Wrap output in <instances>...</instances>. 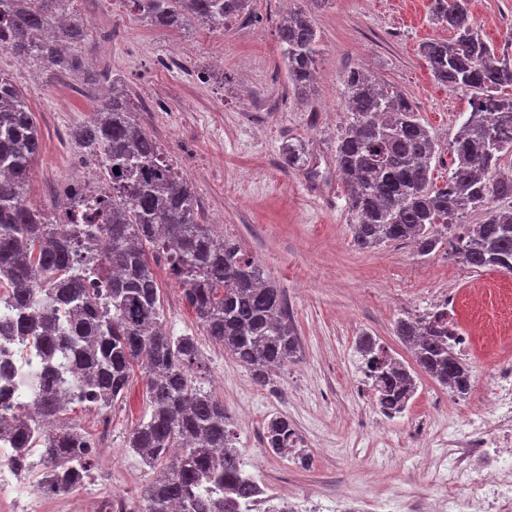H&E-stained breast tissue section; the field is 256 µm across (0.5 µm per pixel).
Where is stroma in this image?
I'll use <instances>...</instances> for the list:
<instances>
[{
	"mask_svg": "<svg viewBox=\"0 0 512 512\" xmlns=\"http://www.w3.org/2000/svg\"><path fill=\"white\" fill-rule=\"evenodd\" d=\"M429 6L430 0H255L252 18L213 31L197 23L152 26L129 0H75L94 32L82 48L102 75L94 84L79 74L47 75L0 50V69L23 91L42 130L31 204L47 208L61 199L69 171L85 163L70 132L100 109L117 77L139 100L145 130L193 186L202 222L237 240L285 288L302 358L262 388L206 336L163 259L152 261L167 330L194 338L203 364L197 384L223 401L247 471L280 500L318 508L367 500L375 512H406L420 499L435 512H454V490L435 479L446 439L469 431L491 387L512 369V334L485 333L512 324V273L469 268L442 250L421 257L407 243L359 250L351 242L352 217L336 170L346 112L342 81L350 70H368L415 103L436 142L433 178L440 184L448 177V143L470 93L438 84L419 53L422 42L454 36L431 21ZM291 9L308 14L321 45L306 100L296 95L281 58L277 24ZM470 12L499 56L512 60V0H471ZM291 141L305 146L303 168L282 163L281 149ZM445 300L475 341L471 392L457 397L419 375L409 409L382 422L356 386L359 336H374L407 358L396 321ZM146 410L145 380L137 373L109 413L112 437L94 451L98 481L83 496H139L152 473L127 440ZM280 414L302 435L309 467L263 448V425Z\"/></svg>",
	"mask_w": 512,
	"mask_h": 512,
	"instance_id": "35a3bbf8",
	"label": "stroma"
}]
</instances>
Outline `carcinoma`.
I'll return each mask as SVG.
<instances>
[{"label": "carcinoma", "mask_w": 512, "mask_h": 512, "mask_svg": "<svg viewBox=\"0 0 512 512\" xmlns=\"http://www.w3.org/2000/svg\"><path fill=\"white\" fill-rule=\"evenodd\" d=\"M129 2L155 26L178 29L194 20L222 29L251 0ZM430 17L454 38L425 41L420 55L441 85L471 93L470 111L449 143L448 180L433 182L435 141L411 100L364 70L349 71L336 171L347 188L351 240L359 250L409 243L421 257L448 247L472 268L512 273V208L492 206L512 198V177L501 173V162L512 156V63L474 28L470 0H431ZM90 37L72 0H0V49L49 73L85 71L78 48ZM278 37L288 82L309 94L320 55L316 29L307 16L289 14ZM71 138L96 162L100 181L86 208H80L83 188L76 185L51 216L26 201L42 145L37 118L16 84L0 73V304L15 312L0 319V338L40 359L38 369L19 382L30 403L0 420V435L20 450L11 463L25 469L21 449L38 447L53 475L45 493L82 489V473L93 467L92 443L72 427L50 430L47 423L61 420L75 402L110 410L139 366L149 411L128 447L153 478L133 512H251L263 490L244 470L224 402L193 380L194 339L163 328L149 255L165 256L205 333L260 387L271 384L273 369L302 356L286 291L268 281L239 243L201 223L192 187L137 121L123 90L74 127ZM302 156L300 143L282 148L288 168ZM475 212L483 215L481 222L457 233ZM98 239L108 247L88 263L82 251ZM394 333L421 371L459 397L468 394L473 375L449 344L458 330L447 312L436 306L400 318ZM357 350L364 372L374 378L380 408L391 417L402 413L415 390L409 367L369 335L359 339ZM15 375L12 366L0 364V394L17 388ZM297 439L288 417L276 415L262 441L273 454L290 455L306 467L309 455L292 449Z\"/></svg>", "instance_id": "carcinoma-1"}]
</instances>
